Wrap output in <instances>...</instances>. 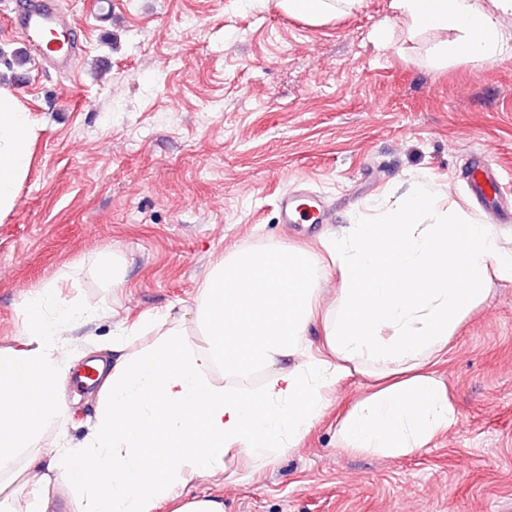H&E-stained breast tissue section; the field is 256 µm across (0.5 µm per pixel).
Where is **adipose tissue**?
<instances>
[{"label": "adipose tissue", "instance_id": "ef3b65f1", "mask_svg": "<svg viewBox=\"0 0 512 512\" xmlns=\"http://www.w3.org/2000/svg\"><path fill=\"white\" fill-rule=\"evenodd\" d=\"M362 0H280L288 14L322 23ZM410 35L447 33L431 55L443 65L479 64L512 51V0H392ZM36 133L18 93L0 86V217L12 212ZM324 258L287 245L237 250L207 274L194 317L203 344L181 320L149 316L133 333L154 340L135 352L124 338L97 358L94 421L82 443L43 452L58 423L59 354L94 322L96 307L55 304L57 283L25 294L19 347H0V512H224L190 484L224 470L237 454L263 466L293 451L352 374L366 393L336 422L348 453L406 456L457 420L446 384L430 365L464 318L483 304L490 277L512 283V249L494 225L448 203L430 179L391 205L323 236ZM336 270L327 285L322 260ZM318 328L319 343L309 339ZM263 371L257 388L247 379ZM24 478L27 495L7 494Z\"/></svg>", "mask_w": 512, "mask_h": 512}]
</instances>
